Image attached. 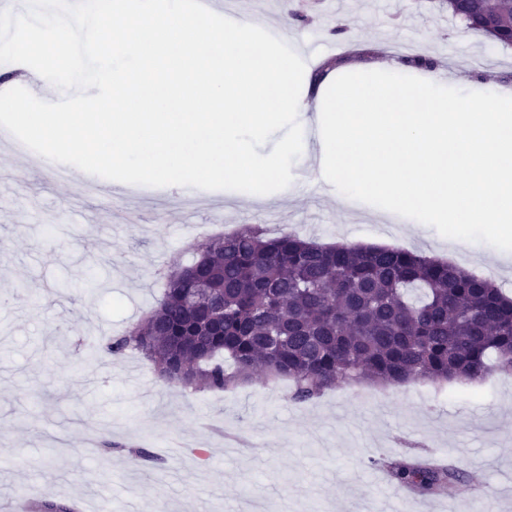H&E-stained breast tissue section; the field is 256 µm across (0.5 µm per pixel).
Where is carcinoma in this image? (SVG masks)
<instances>
[{
    "mask_svg": "<svg viewBox=\"0 0 512 512\" xmlns=\"http://www.w3.org/2000/svg\"><path fill=\"white\" fill-rule=\"evenodd\" d=\"M448 13L499 22L490 39L512 43V0H441ZM204 259L165 283L158 307L103 348L149 360L159 379L223 391L260 374L292 383L309 401L340 384L482 382L512 373V299L491 280L420 253L376 245H319L270 237L246 224L195 244ZM200 276L224 297L188 298ZM157 457L129 450L141 472ZM421 496H453L459 470L404 456L372 459Z\"/></svg>",
    "mask_w": 512,
    "mask_h": 512,
    "instance_id": "carcinoma-1",
    "label": "carcinoma"
}]
</instances>
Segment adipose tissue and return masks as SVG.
<instances>
[{"label":"adipose tissue","instance_id":"adipose-tissue-1","mask_svg":"<svg viewBox=\"0 0 512 512\" xmlns=\"http://www.w3.org/2000/svg\"><path fill=\"white\" fill-rule=\"evenodd\" d=\"M296 26L282 18L283 36ZM283 36L229 16L200 30L180 0H102L68 18L45 0L22 53L48 75L67 57V79L50 83L55 105L20 115L49 163L76 153L89 168L106 163L178 187L199 173L266 184L310 149L340 207L512 232V85L452 94L435 72L399 62L313 85ZM294 112L311 114V126L288 128ZM95 125L96 141L79 138ZM282 126L271 151L253 152L252 139Z\"/></svg>","mask_w":512,"mask_h":512}]
</instances>
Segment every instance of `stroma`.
<instances>
[{
  "mask_svg": "<svg viewBox=\"0 0 512 512\" xmlns=\"http://www.w3.org/2000/svg\"><path fill=\"white\" fill-rule=\"evenodd\" d=\"M304 40L315 63L357 46L379 50V63L401 58V45L440 59L449 90L466 79L512 82V49L465 29L437 0H312ZM353 25L335 41L331 26ZM30 137L0 143V497L30 491L39 502L91 507L104 496L123 512H370L387 483L371 458L432 456L462 473L461 487L512 483V376L477 386L410 383L339 385L303 404L288 381L255 377L229 392L164 384L147 359L101 353L160 299L168 274L192 260L198 236L262 225L320 244L390 246L473 273L490 269L512 294V235L486 236L481 224L408 225L369 210L337 208L333 180L311 175L305 156L282 175L295 198L249 202L222 181L177 190L165 182L95 171L87 190L79 155L49 164ZM116 451L85 446L87 436ZM162 457L150 476L131 474L126 449Z\"/></svg>",
  "mask_w": 512,
  "mask_h": 512,
  "instance_id": "35a3bbf8",
  "label": "stroma"
}]
</instances>
